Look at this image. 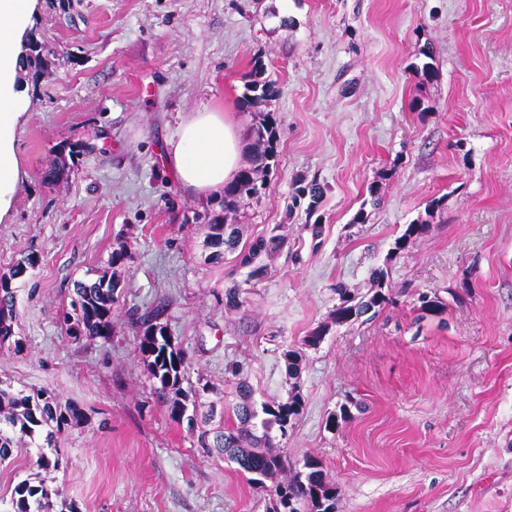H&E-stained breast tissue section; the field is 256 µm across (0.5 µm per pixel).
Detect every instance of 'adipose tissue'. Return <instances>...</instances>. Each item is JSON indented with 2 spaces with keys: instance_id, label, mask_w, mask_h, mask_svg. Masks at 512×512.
<instances>
[{
  "instance_id": "adipose-tissue-1",
  "label": "adipose tissue",
  "mask_w": 512,
  "mask_h": 512,
  "mask_svg": "<svg viewBox=\"0 0 512 512\" xmlns=\"http://www.w3.org/2000/svg\"><path fill=\"white\" fill-rule=\"evenodd\" d=\"M32 0H0V210L8 207L17 184L13 133L21 118L13 88L18 59L14 44ZM242 143L223 113L203 110L182 118L168 143L166 164L180 184L201 197H220L234 181Z\"/></svg>"
}]
</instances>
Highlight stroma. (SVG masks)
Returning a JSON list of instances; mask_svg holds the SVG:
<instances>
[{
	"label": "stroma",
	"instance_id": "obj_1",
	"mask_svg": "<svg viewBox=\"0 0 512 512\" xmlns=\"http://www.w3.org/2000/svg\"><path fill=\"white\" fill-rule=\"evenodd\" d=\"M69 2L34 0L22 33L51 55L38 81L16 82L0 274L31 253L39 263L15 283L21 347L0 350V381L50 389L88 421L58 434L59 468L15 451L0 496L37 477L79 512H272L270 489L199 447L159 397L133 315L160 308L187 358L182 387L202 404L232 407L241 382L259 403L300 394L281 445L293 467L318 462L336 512H512V0ZM250 83L270 95L246 108ZM206 108L233 120L244 168L261 113L279 119L264 190L227 215L165 165L181 118ZM65 142L95 150L47 181ZM220 214L242 246L284 237L260 276L233 254L210 259ZM121 243L112 336L73 341L61 319L73 288ZM340 286L389 301L339 324ZM425 293L441 316L419 317ZM320 326L323 342L303 346ZM297 347L293 380L283 353Z\"/></svg>",
	"mask_w": 512,
	"mask_h": 512
}]
</instances>
